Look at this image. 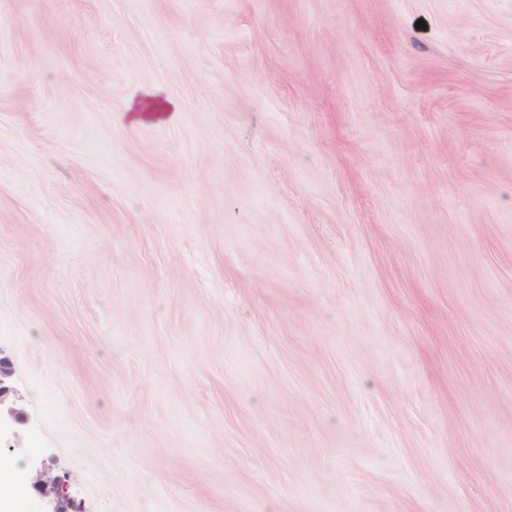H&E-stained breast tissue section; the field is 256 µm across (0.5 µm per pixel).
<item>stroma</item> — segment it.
<instances>
[{"mask_svg":"<svg viewBox=\"0 0 512 512\" xmlns=\"http://www.w3.org/2000/svg\"><path fill=\"white\" fill-rule=\"evenodd\" d=\"M0 356L15 512H512V0H0ZM9 367L6 360L0 358V434L10 428L11 422L17 421L19 413L12 407H7L6 415L2 416V406L9 401L12 390L6 385V379L9 377ZM31 488L44 498L52 497L56 502L54 510L47 512H70L65 508L68 497L64 495L63 483L57 477H49L42 473L33 476Z\"/></svg>","mask_w":512,"mask_h":512,"instance_id":"35a3bbf8","label":"stroma"}]
</instances>
